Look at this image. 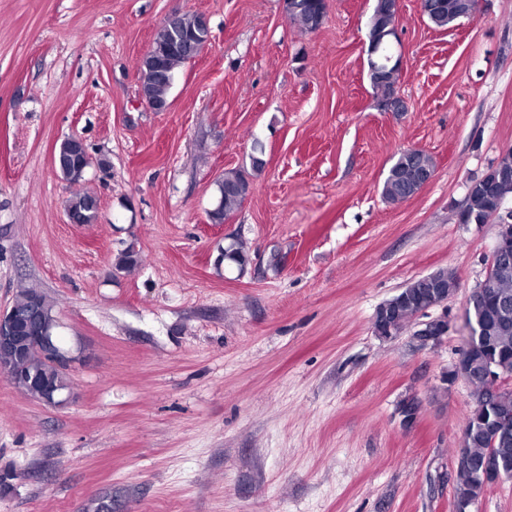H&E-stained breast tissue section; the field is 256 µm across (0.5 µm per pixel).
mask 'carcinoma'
I'll use <instances>...</instances> for the list:
<instances>
[{"mask_svg": "<svg viewBox=\"0 0 512 512\" xmlns=\"http://www.w3.org/2000/svg\"><path fill=\"white\" fill-rule=\"evenodd\" d=\"M467 0H426L423 14L436 28L448 29L463 19L471 18L472 8ZM288 19L302 30L312 32L318 29L326 15L325 0H286ZM393 0H376L368 31V69L372 85L388 96L393 83L385 82V56L390 54L391 44L383 39L395 23ZM206 30L201 27L200 16L183 13L173 24H162L157 30L150 53L138 67L139 93L154 101L158 106L167 104V94L174 81L176 69L195 58L194 48L205 40ZM56 170L67 182L81 183L92 161L80 154L76 142L65 139L55 154ZM435 170L433 158L423 150L401 151L381 186L383 199L390 203L403 202L413 197L421 188L417 177L420 171ZM219 200L208 214L213 224H222L238 211L250 193V182L240 171H228L217 182ZM512 199V149L483 177L469 186L459 221L463 224H484L494 218L498 200ZM98 198L89 192L73 194L66 204V210L73 214L80 224L96 221ZM221 259L245 266L247 255L238 243L232 242L221 251ZM140 263V254L133 246L121 252L115 267L128 271ZM457 288L455 275L442 269L435 272V280L419 277L408 283L395 295L397 304L387 310L386 325L392 334H397L413 317L421 313L424 303L440 297ZM489 288L493 302L478 300L466 308L467 324L470 327L463 355L468 362L466 383L472 388L476 403L467 417V448L470 453L469 468L459 472L455 478L454 498L460 502L473 503L484 491V485L477 477L486 449L493 448L512 470V426L490 434L495 420L507 419L512 422V390L500 391L488 384L481 375L485 361L494 357L512 373V260L493 270ZM38 298L47 321H53L54 305L47 296L35 289L22 288L16 294L15 304L23 307L32 298ZM24 364L42 377L67 388L69 378L46 364L39 351L32 347L27 350Z\"/></svg>", "mask_w": 512, "mask_h": 512, "instance_id": "obj_1", "label": "carcinoma"}]
</instances>
